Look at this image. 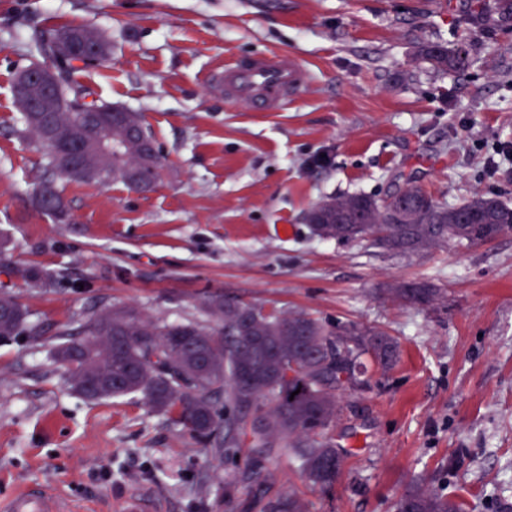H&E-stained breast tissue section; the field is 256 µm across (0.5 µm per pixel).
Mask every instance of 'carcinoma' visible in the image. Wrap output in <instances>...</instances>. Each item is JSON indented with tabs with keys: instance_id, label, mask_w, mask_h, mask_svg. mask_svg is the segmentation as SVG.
<instances>
[{
	"instance_id": "cac0c4a2",
	"label": "carcinoma",
	"mask_w": 512,
	"mask_h": 512,
	"mask_svg": "<svg viewBox=\"0 0 512 512\" xmlns=\"http://www.w3.org/2000/svg\"><path fill=\"white\" fill-rule=\"evenodd\" d=\"M470 16L478 20L495 13L512 20V0H472ZM86 26H69L74 39L61 51L52 35L40 34L32 50L48 62L58 64L64 75L60 100L64 107L50 113L45 123L37 113H21L22 133L44 148V173L34 192L41 211L62 220L66 208L56 188V179L79 184L120 182L141 190L153 187L161 159L142 154L139 146L126 141L128 124L142 122L137 112L121 115L110 104L101 112L78 111L79 101L90 96L71 80L74 71L88 65L79 38ZM419 56L442 71H459L468 64L463 48L448 49L429 44ZM109 141L124 145L122 157L97 148L98 131ZM84 142L94 151L91 169L72 165L66 148ZM418 215L415 231L409 234L391 225L390 205L399 196L382 200L366 194L330 196L314 212L312 234L322 240L368 239L372 245L397 253H418L445 244L473 246L495 237L500 226L512 225V206L480 196L448 206L422 189H402ZM348 212L364 210L370 224H331L329 205ZM479 209L478 224L448 223L456 210ZM12 273L28 284L47 288L53 275L34 265L18 266ZM397 302L422 306L433 304L436 289L418 286L411 298L400 288L387 289ZM0 339L25 332H40L29 324L28 312L11 294H0ZM203 312L217 326L197 320L152 323L130 305H114L80 328H58L52 356L65 369L72 391L92 401L137 396L156 412L184 426L211 455L230 465L225 483L226 512H236L237 493L254 491L252 508L257 512H308V505L293 488L274 491L267 486V465L297 463L301 477L313 486H332L342 467L346 450L326 435L342 414V380L365 372L368 358L382 372L389 371L399 357V344L388 333L355 323H323L304 312L264 309L258 303L232 304L220 295L207 299ZM297 365V375L286 377ZM401 512H465V502L443 490L417 484L401 496Z\"/></svg>"
}]
</instances>
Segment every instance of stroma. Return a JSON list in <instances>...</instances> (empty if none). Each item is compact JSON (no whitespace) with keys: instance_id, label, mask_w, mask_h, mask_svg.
Masks as SVG:
<instances>
[{"instance_id":"obj_1","label":"stroma","mask_w":512,"mask_h":512,"mask_svg":"<svg viewBox=\"0 0 512 512\" xmlns=\"http://www.w3.org/2000/svg\"><path fill=\"white\" fill-rule=\"evenodd\" d=\"M467 15V0H0V292L42 331L0 341V506L31 491L72 512H115L131 495L224 512L227 468L182 425L132 396L73 393L51 352L60 324L108 306L200 321L221 293L399 342L388 373L345 395L333 486L281 464L274 489L303 492L310 512H394L416 480L466 512H512V234L396 255L306 222L325 197L381 198L409 178L451 206L512 204V26ZM68 25L109 39V58L73 79L139 112L162 167L148 192L61 184L63 224L32 204L43 149L21 135L11 86L36 60L34 35ZM427 43L464 45L468 69L417 62ZM274 52L310 71L288 111L225 99V62ZM30 264L51 288L11 272ZM402 283L444 294L428 309L385 296Z\"/></svg>"}]
</instances>
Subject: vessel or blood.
<instances>
[{
	"label": "vessel or blood",
	"instance_id": "obj_1",
	"mask_svg": "<svg viewBox=\"0 0 512 512\" xmlns=\"http://www.w3.org/2000/svg\"><path fill=\"white\" fill-rule=\"evenodd\" d=\"M308 81L305 66L275 53L225 63L222 75L225 98L247 103L259 112L287 109ZM6 512L65 510L47 497L23 493L12 498Z\"/></svg>",
	"mask_w": 512,
	"mask_h": 512
}]
</instances>
